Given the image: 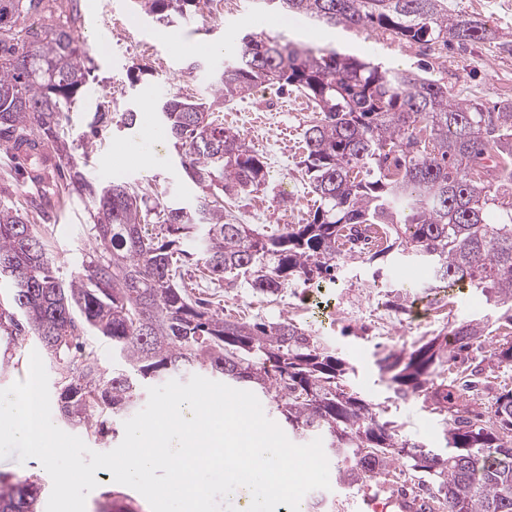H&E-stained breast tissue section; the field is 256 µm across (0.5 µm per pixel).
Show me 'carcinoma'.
<instances>
[{"mask_svg":"<svg viewBox=\"0 0 512 512\" xmlns=\"http://www.w3.org/2000/svg\"><path fill=\"white\" fill-rule=\"evenodd\" d=\"M164 27L201 9V0H134ZM318 25L382 31L432 46L491 41L480 20L448 8L447 0H258ZM44 0H0V148L11 150L38 181L49 145L69 186L89 196L95 248L69 281L61 279L46 245L18 212L0 208V270L13 288L0 303V332L10 362L24 341H37L57 375L62 420L98 437L107 421L126 415L150 379L202 371L271 397L299 435L322 433L336 461V481L370 483L401 462L429 483L445 512H512V390L495 398L488 419L460 403L465 369L435 383L453 361L435 337L378 359L400 397L422 396L450 408L443 453L402 436L372 404L346 389V362L291 320L224 319L195 296L198 281L243 278L254 291L276 294L292 281L333 280L339 241L382 230L371 262L396 252L431 270L444 288H473L504 309L512 325V101L488 108L452 100L439 79L334 49H299L252 33L214 77L213 101L178 92L157 106L184 176L201 188L191 206L147 203L127 183L95 186L72 157L68 114L90 69L66 25L35 34L20 52L17 22ZM264 83L294 87L319 109L305 130V160L320 205L308 224L266 237L224 213V198L266 182L267 163L212 110ZM107 113L97 112L80 138L89 156ZM194 269L177 275L173 256ZM489 324L452 327L457 350L481 342ZM112 343L119 363L108 369L88 337ZM512 365V342L492 350ZM42 483L0 476V512H38Z\"/></svg>","mask_w":512,"mask_h":512,"instance_id":"carcinoma-1","label":"carcinoma"}]
</instances>
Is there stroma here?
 Here are the masks:
<instances>
[{
	"instance_id": "35a3bbf8",
	"label": "stroma",
	"mask_w": 512,
	"mask_h": 512,
	"mask_svg": "<svg viewBox=\"0 0 512 512\" xmlns=\"http://www.w3.org/2000/svg\"><path fill=\"white\" fill-rule=\"evenodd\" d=\"M450 8L487 22L512 41V0H448ZM76 14L77 46L89 58L91 75L84 94L69 114V132L79 138L94 112L111 113L99 129L95 151L85 174L97 186L114 182L135 184L146 192L167 190L181 204L194 202L199 188L184 178L177 152L155 107L173 92L206 98L215 72L235 54L241 31L300 46L331 49L344 37L347 53L413 72L429 68L448 88L451 99H475L491 107L512 100V51L486 42L450 43L425 47L400 42L379 31L316 26L302 17L262 10L255 0H224L222 12H202L193 23L178 21L165 28L136 11L132 0H50L49 8L18 21L23 31H36L56 21L57 14ZM197 69H190V62ZM134 111V126L124 125L122 113ZM221 113L236 116L234 132L268 163L267 183L243 192L225 207L240 224L255 225L266 235L287 225L306 224L319 204L305 174L303 135L314 116L313 105L296 90L275 85L256 88L245 100L224 103ZM153 139L155 149L143 165H122L140 140ZM54 152H47L44 181L35 185L18 174L11 152L0 149V204L19 209L42 237L58 266L60 278L78 270L93 247L92 219L81 196L65 187ZM403 260L384 257L337 269L323 285L289 283L277 295L252 290L244 280L217 288L202 283L201 297L213 301L225 317L242 321L276 322L292 319L346 361L353 390L374 404L383 419L400 425L405 436L427 447L446 446L448 412L433 410L423 397L401 398L381 380L376 361L392 350L418 341L447 338L463 320L496 321L500 312L481 292L469 288L436 287L429 272L408 286ZM500 333L492 331L474 346L468 364L482 368L484 384L467 405L484 411L496 396L512 389V366H497L490 358ZM97 487L86 500V512H151L136 490L113 482L110 471L95 474Z\"/></svg>"
}]
</instances>
